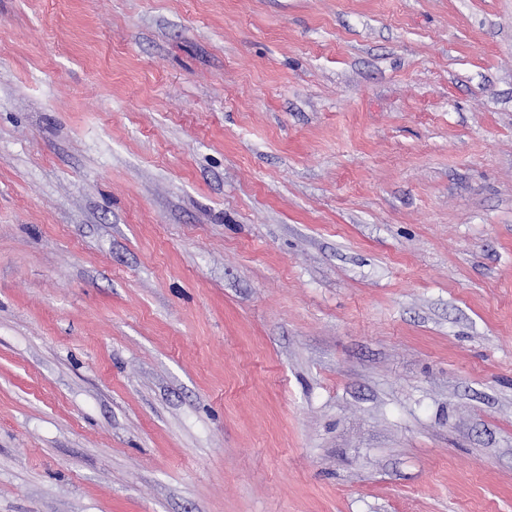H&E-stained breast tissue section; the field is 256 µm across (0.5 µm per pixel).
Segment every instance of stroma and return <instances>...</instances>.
<instances>
[{
	"label": "stroma",
	"instance_id": "1",
	"mask_svg": "<svg viewBox=\"0 0 512 512\" xmlns=\"http://www.w3.org/2000/svg\"><path fill=\"white\" fill-rule=\"evenodd\" d=\"M0 512H512V0H0Z\"/></svg>",
	"mask_w": 512,
	"mask_h": 512
}]
</instances>
